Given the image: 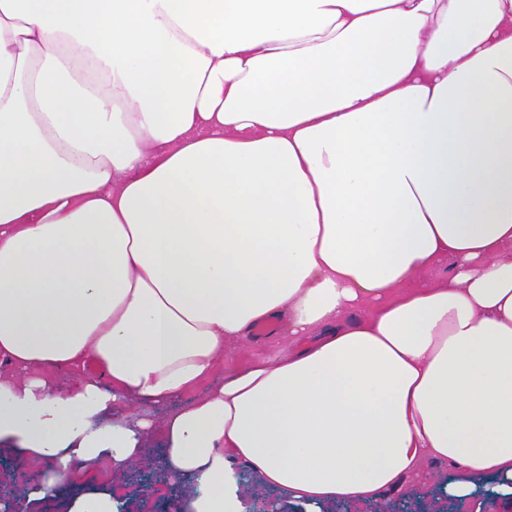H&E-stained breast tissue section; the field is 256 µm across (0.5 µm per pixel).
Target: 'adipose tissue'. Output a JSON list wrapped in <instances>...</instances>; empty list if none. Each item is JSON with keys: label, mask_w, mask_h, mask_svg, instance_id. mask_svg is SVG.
Masks as SVG:
<instances>
[{"label": "adipose tissue", "mask_w": 512, "mask_h": 512, "mask_svg": "<svg viewBox=\"0 0 512 512\" xmlns=\"http://www.w3.org/2000/svg\"><path fill=\"white\" fill-rule=\"evenodd\" d=\"M154 436L179 512L512 502V0H0V446ZM270 332L271 329L268 325L258 326L254 334L256 336H262L260 337V341L257 343H250L244 352L231 349L225 350L224 362L222 363L221 368L216 371V374L212 379L204 382L196 389L185 393L176 402L169 404L168 406L160 408L147 407L146 410L150 414L159 415L168 411H172L174 408L184 405L200 395L208 393L213 387H215L224 379V372L232 369L244 357L254 359H273L287 353V336H283L276 325H273L272 333L269 334ZM388 506L399 509L400 511H389V509L381 508L379 511L388 512H470L471 509L466 504L448 501L441 489L439 483H431L427 488V497L417 499L407 496L404 491H396L389 493Z\"/></svg>", "instance_id": "adipose-tissue-1"}]
</instances>
